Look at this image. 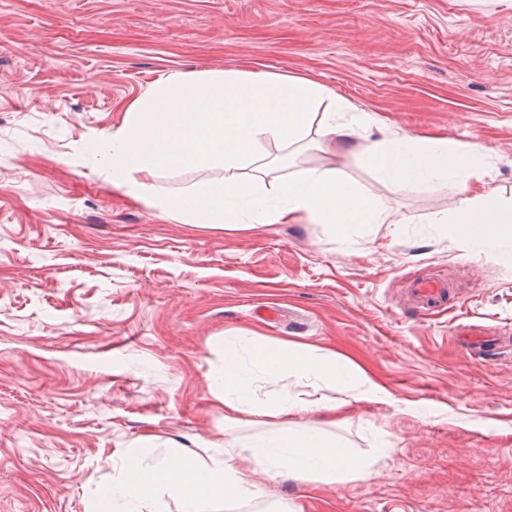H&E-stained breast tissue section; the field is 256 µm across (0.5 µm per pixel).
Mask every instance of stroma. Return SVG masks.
Returning <instances> with one entry per match:
<instances>
[{"mask_svg":"<svg viewBox=\"0 0 512 512\" xmlns=\"http://www.w3.org/2000/svg\"><path fill=\"white\" fill-rule=\"evenodd\" d=\"M249 69L317 82L377 118L373 139L490 146L487 187L512 199V0H0V512H89L145 436L158 461L267 430L225 427L209 388L245 332L344 355L386 394L291 381L349 401L314 426L366 474L209 512H512V344L478 360L454 338L512 337V262L436 232L451 189L310 149L280 175L341 171L385 221L215 228L113 191L83 149L160 77ZM421 278L451 288L423 316Z\"/></svg>","mask_w":512,"mask_h":512,"instance_id":"stroma-1","label":"stroma"}]
</instances>
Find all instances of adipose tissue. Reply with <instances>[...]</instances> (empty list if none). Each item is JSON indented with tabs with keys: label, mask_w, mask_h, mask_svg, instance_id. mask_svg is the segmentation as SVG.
<instances>
[{
	"label": "adipose tissue",
	"mask_w": 512,
	"mask_h": 512,
	"mask_svg": "<svg viewBox=\"0 0 512 512\" xmlns=\"http://www.w3.org/2000/svg\"><path fill=\"white\" fill-rule=\"evenodd\" d=\"M348 103L295 75L266 70L177 72L152 84L126 109L122 125L87 141L86 152L102 165L114 190L186 224L226 228L240 224H294L307 219L338 234L384 221L378 206L333 168H303L265 179L258 149L311 141L320 150L355 155L383 180L407 188L454 185L458 202L434 215L439 234H453L474 248L512 239V206L502 207L485 188L490 148L445 139L390 135L368 140L373 119L346 118ZM255 175H246V168ZM214 170L217 178L191 191L163 196L154 184L164 171ZM279 389L257 397L258 375ZM358 387L367 399L383 389L347 358L318 354L305 345L270 346L252 336L224 339V365L212 378L213 394L232 422L261 415L276 430L242 443L225 440L208 461L192 462L179 451L152 462L150 440L136 450L135 469H122L91 512H205L218 501L260 497V477L305 483L361 475L365 465L335 437L288 421L314 403L293 393L288 378ZM246 459V468L236 459Z\"/></svg>",
	"instance_id": "adipose-tissue-1"
}]
</instances>
